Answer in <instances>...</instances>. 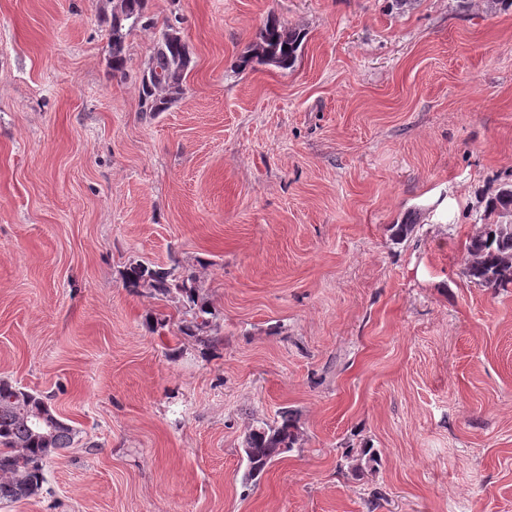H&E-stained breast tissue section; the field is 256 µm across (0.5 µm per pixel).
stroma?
Returning <instances> with one entry per match:
<instances>
[{
    "mask_svg": "<svg viewBox=\"0 0 512 512\" xmlns=\"http://www.w3.org/2000/svg\"><path fill=\"white\" fill-rule=\"evenodd\" d=\"M111 9L0 0V379L81 431L0 512H512V288L464 272L512 182V10L146 0L121 76ZM271 15L301 57L239 69ZM169 24L186 91L152 114ZM175 260L211 344L124 285ZM284 407L299 444L245 482L246 435ZM188 46L173 26L167 25L153 46L139 87L142 111L165 112L184 95V76L190 65ZM348 467L354 472H362L363 469L372 467L377 462L373 448H349L344 455Z\"/></svg>",
    "mask_w": 512,
    "mask_h": 512,
    "instance_id": "1",
    "label": "stroma"
}]
</instances>
